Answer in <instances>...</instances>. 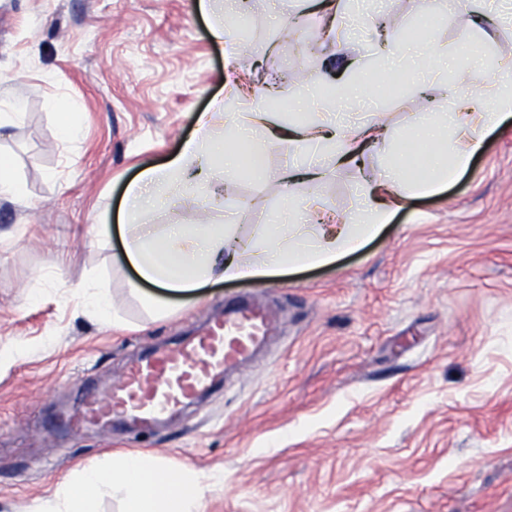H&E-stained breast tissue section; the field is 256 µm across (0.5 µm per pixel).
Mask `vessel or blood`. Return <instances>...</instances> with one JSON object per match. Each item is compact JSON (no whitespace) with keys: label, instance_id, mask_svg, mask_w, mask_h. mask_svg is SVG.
Returning <instances> with one entry per match:
<instances>
[{"label":"vessel or blood","instance_id":"vessel-or-blood-1","mask_svg":"<svg viewBox=\"0 0 512 512\" xmlns=\"http://www.w3.org/2000/svg\"><path fill=\"white\" fill-rule=\"evenodd\" d=\"M277 323L263 309L230 305L203 334L137 358L111 393L88 392L62 421L73 428L102 418L149 430L176 415L224 379L227 368L275 336Z\"/></svg>","mask_w":512,"mask_h":512}]
</instances>
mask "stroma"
<instances>
[{
    "label": "stroma",
    "instance_id": "stroma-1",
    "mask_svg": "<svg viewBox=\"0 0 512 512\" xmlns=\"http://www.w3.org/2000/svg\"><path fill=\"white\" fill-rule=\"evenodd\" d=\"M254 23L232 27L235 65L196 0H0V98L24 116L0 132V158L27 203L0 200V512H31L72 473L121 453L187 470L199 512H512V119L489 133L468 169L396 209L381 234L334 264L263 281L216 282L171 296L164 315L132 292L114 261L127 188L178 156L227 78L277 85L340 73L301 0H246ZM461 0L419 38L512 59V30L460 48ZM406 80L379 94L394 128L417 109ZM68 102L79 129L55 117ZM260 176L209 190L169 224L232 219L240 237L275 221L283 192L355 206L354 172L321 186L285 184L287 148L263 153ZM107 233H97V225ZM101 279L112 323L61 302L60 285ZM238 302L266 305L279 331L221 387L143 433L58 428L87 389L103 390L144 351L198 333Z\"/></svg>",
    "mask_w": 512,
    "mask_h": 512
}]
</instances>
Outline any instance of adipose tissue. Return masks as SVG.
<instances>
[{"instance_id": "ef3b65f1", "label": "adipose tissue", "mask_w": 512, "mask_h": 512, "mask_svg": "<svg viewBox=\"0 0 512 512\" xmlns=\"http://www.w3.org/2000/svg\"><path fill=\"white\" fill-rule=\"evenodd\" d=\"M351 0H336L328 35L332 58L341 59L347 75L323 93L311 86L294 88L293 95L307 117L284 121L269 111L268 89L242 96L237 84L225 85L222 102L197 118L195 137L186 142L177 159L164 166L141 170L130 187L122 213L124 261L140 280L171 292H189L210 282L261 280L276 271L301 265H329L345 253L358 250L388 223L394 205L416 195L435 193L441 185L466 170L485 136L512 118V88L500 79L512 71V61L496 65L498 78L482 79L476 92L454 95L444 112H423L412 132L399 131L363 112L364 99L375 84L389 80L408 57L422 64L414 99L422 101L428 84L448 72L447 45L430 40L407 51L400 24L375 29L378 10L359 15L355 33L342 36ZM364 45L379 59L368 68L351 57L350 47ZM247 103L248 111H228L227 102ZM223 124L226 144L212 139ZM421 139L431 152L418 166L406 162L408 149ZM396 149V161L386 163L377 177H360L355 185L356 206L341 222L316 229L307 216L319 198L285 194L276 221L262 225L256 236L239 239L230 225L170 224L160 242L149 238L150 227L137 218L155 211L160 197L179 196L200 184L238 174L243 157L288 147L305 155L302 169L313 183L325 182L333 169L356 161L365 145ZM122 488L126 512H198L199 492L185 470L154 457L122 455L112 463L84 467L75 479L58 488L42 512H96L100 498Z\"/></svg>"}]
</instances>
